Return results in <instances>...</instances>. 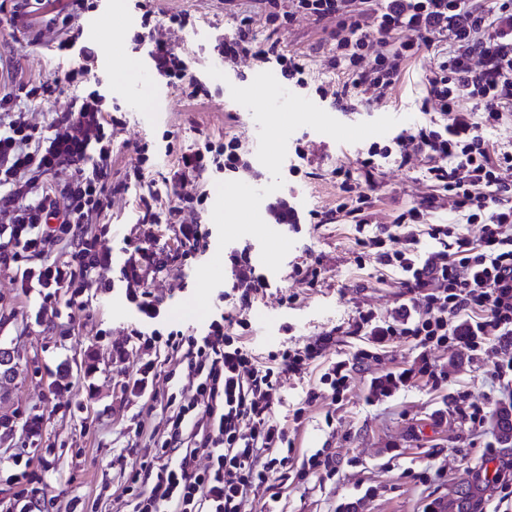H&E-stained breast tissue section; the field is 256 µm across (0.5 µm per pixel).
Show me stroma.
Wrapping results in <instances>:
<instances>
[{"label":"stroma","mask_w":512,"mask_h":512,"mask_svg":"<svg viewBox=\"0 0 512 512\" xmlns=\"http://www.w3.org/2000/svg\"><path fill=\"white\" fill-rule=\"evenodd\" d=\"M157 19L149 27L150 40L174 47L187 62V74L201 83L208 95L197 101L186 98L182 86L155 81L154 64L147 49L132 46L140 28L141 13L132 0H85L80 23L82 39L96 51L92 69L96 89L103 95V110L115 113L112 127V204L91 227L112 226V290L99 291L89 281L92 297L85 312L68 316L66 308L38 315L37 296H24L15 288L12 271L0 270V348L14 352L16 374L0 380V498L11 512H20L22 499L12 498L8 478L14 459L28 461L27 486H39L42 512H62L70 499H77L76 512H125L116 494L127 459L135 457L144 439L132 428L144 421L146 429L165 425L166 413L159 401H130L124 382L140 354L127 338L136 326L134 298L148 291L161 301L156 324L161 333L190 327V320L171 319L172 309L194 293L196 270L213 257H220L224 270L232 259L247 252L253 265H260L261 247L251 236L219 247L212 228L211 208L183 212L182 217L209 228L197 253L184 254L175 239L174 226L152 229L143 223L144 200L173 201L170 179L179 154L210 142L220 145L228 132L241 141L243 165L235 180L262 188L271 180L259 162L258 130L251 111L230 96V86L244 87L261 72L251 57L224 61L219 46L230 35L237 17L224 0H152ZM251 11L250 26L255 41L276 35L280 47L302 56L307 64L304 84L288 83L294 94L306 97L345 124L372 121L384 115L399 118L402 127L424 121L421 109L424 80L433 59L424 54L404 70L387 98L350 112L339 111L331 95L322 93L335 84L336 72L328 64L330 33L335 25L297 18L292 25L270 32L265 7L259 0H245ZM184 16L183 27L170 26V15ZM49 17L17 29L0 30V83L29 85L73 68L77 55L60 56L54 50L55 34ZM216 67L223 79L211 78L207 70ZM172 134L173 150L158 153L141 182L129 176L139 164L137 145L162 143ZM391 135L373 141L339 143L312 128L297 129L289 145H301L305 152L302 172L285 176L278 198L288 201L300 216L335 206L336 166L354 163L371 143L390 144ZM381 178V197L374 207L376 224L392 223L395 214L419 201L429 191L419 162L404 167L386 163ZM278 232L293 240L278 272L268 273L266 295L256 297L249 315V347L259 355L303 343L346 321L356 306L375 308L388 319L406 295L396 275L378 278L374 258L357 264L354 231L347 224H281ZM155 232L169 256L163 270L148 269L140 281H125L119 269L125 260L124 240L143 238ZM316 264L321 275L309 284L295 274V266ZM414 358L409 347L399 346L380 353L365 373L358 375L343 408L330 400L304 406L307 389L319 376L318 367L303 374L281 377L284 404L279 416L297 454H311L321 448L335 453L336 475L315 488L295 484L278 485L284 512H348L357 502V512H417L423 499L436 501L440 512H455L459 501H473L483 512L494 496L495 486L479 474L476 465L487 443H499L497 418H490L483 431L470 433L448 412L452 393L471 392L473 398L494 392L490 362L469 358L466 352L433 351L432 361L449 376L447 387L433 391L424 387L399 392L375 403H367L369 380L384 371L406 366ZM302 409L300 421H293L295 409ZM333 422H326V414ZM35 419L36 435L16 427L17 416ZM442 471L443 479L421 483V471ZM270 487L257 489V502L268 500Z\"/></svg>","instance_id":"obj_1"}]
</instances>
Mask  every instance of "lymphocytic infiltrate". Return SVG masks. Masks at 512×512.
Listing matches in <instances>:
<instances>
[{"label": "lymphocytic infiltrate", "instance_id": "lymphocytic-infiltrate-1", "mask_svg": "<svg viewBox=\"0 0 512 512\" xmlns=\"http://www.w3.org/2000/svg\"><path fill=\"white\" fill-rule=\"evenodd\" d=\"M265 20L280 28L303 16L320 22L332 19L336 28L329 49L331 68L343 75L334 91L340 110L351 99H385L402 69L422 51H430L434 66L426 75L425 105L434 117L397 135L392 145H371L355 165L333 172L338 202L326 215L354 224L360 256L398 269L400 285L411 299L395 317L379 319L372 308L355 309L347 322L298 346L261 358L248 348L244 332L252 297L267 286L264 275L253 276L248 288L228 284L226 310L203 333H157L133 330L140 361L128 376L131 397L151 396L161 372L160 348L179 354L183 378L192 396L168 397L166 428L146 433L147 446L132 464L123 485L132 512H280V495L254 509V490L271 480L295 473L299 480H323L336 472V459L324 450L296 459L288 429L277 415L280 379L323 361L319 382L307 392L306 404L322 398L342 404L356 376L373 359L374 347L409 346L410 364L372 377L376 395L389 398L417 383L439 389L448 375L431 363L435 349H463L482 359L502 354L492 375L501 394L512 395V151L485 138L482 129L512 117V0H263ZM84 0H14L0 2V13L11 23L47 10L57 28L59 51L80 47L81 62L63 76L40 82L27 95L48 99L65 85L88 78L95 50L79 46ZM250 17L240 19L220 52L233 60L252 54L274 59L282 77L293 80L305 66L277 43L254 45ZM150 56L158 75L169 82H187L189 98L204 95L188 80L184 61L166 43L152 46ZM475 100L481 116L468 113ZM12 95L0 96V268L14 269L23 294L38 293L43 304L64 303L84 311L88 277L111 288L112 251L105 240L89 235L90 215L103 214L112 198L114 119L94 95L72 99L67 111L40 124L27 113L11 111ZM241 140L226 136L223 146L211 145L182 153L173 183H185L211 169L233 174L240 169ZM407 165L423 163L431 191L418 206L397 214L391 225L372 228L376 189L386 159ZM68 170L62 186L53 174ZM206 194L188 203L203 207ZM185 203V204H188ZM185 204L146 210L152 224L177 223ZM447 211L444 224L427 222L429 214ZM481 227L471 240L462 225ZM179 244L195 251L206 231L198 224L177 223ZM342 336H367L372 349L325 360L327 347Z\"/></svg>", "mask_w": 512, "mask_h": 512}]
</instances>
